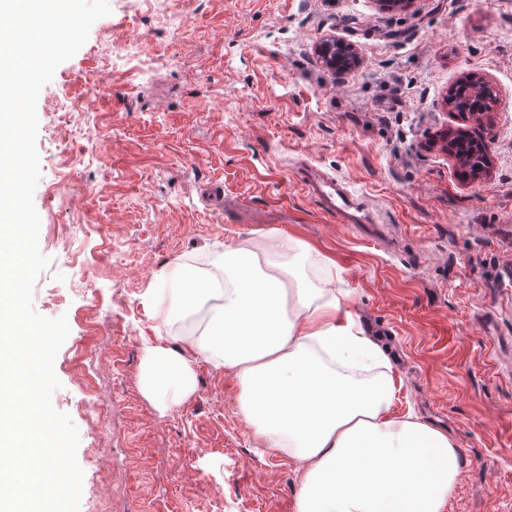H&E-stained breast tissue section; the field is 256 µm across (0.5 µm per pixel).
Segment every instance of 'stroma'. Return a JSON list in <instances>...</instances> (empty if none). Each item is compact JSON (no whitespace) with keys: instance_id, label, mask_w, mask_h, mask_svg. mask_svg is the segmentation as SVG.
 <instances>
[{"instance_id":"stroma-1","label":"stroma","mask_w":512,"mask_h":512,"mask_svg":"<svg viewBox=\"0 0 512 512\" xmlns=\"http://www.w3.org/2000/svg\"><path fill=\"white\" fill-rule=\"evenodd\" d=\"M37 101L39 314L66 316L53 406L79 431L80 512H295L299 467L265 450L231 370L158 412L145 341L175 350L207 310L165 323L149 287L243 238L310 246L305 282L344 289L380 340L393 411L448 433L445 512H512V0H109ZM353 43L345 74L316 52ZM476 72L490 176L462 180L428 143L457 121L449 88ZM310 162L378 217L343 224L304 190ZM97 408L88 419L82 406ZM336 49L346 61L344 68L340 69L339 72L351 71L361 67L363 61L357 48L335 36L326 38L317 48L318 54L322 57L327 67L336 71Z\"/></svg>"}]
</instances>
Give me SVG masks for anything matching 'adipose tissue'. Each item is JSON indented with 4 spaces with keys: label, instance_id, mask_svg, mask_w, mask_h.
Returning a JSON list of instances; mask_svg holds the SVG:
<instances>
[{
    "label": "adipose tissue",
    "instance_id": "1",
    "mask_svg": "<svg viewBox=\"0 0 512 512\" xmlns=\"http://www.w3.org/2000/svg\"><path fill=\"white\" fill-rule=\"evenodd\" d=\"M303 244L273 237L225 247L196 286L220 301L223 335L204 330L187 352L149 343L141 391L159 410L196 389L192 357L233 370L238 409L266 447L304 463L296 512H445L459 475L447 433L391 411L390 377L361 381L350 367L380 363L338 288H312L283 255Z\"/></svg>",
    "mask_w": 512,
    "mask_h": 512
}]
</instances>
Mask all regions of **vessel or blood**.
Masks as SVG:
<instances>
[{
  "label": "vessel or blood",
  "instance_id": "obj_1",
  "mask_svg": "<svg viewBox=\"0 0 512 512\" xmlns=\"http://www.w3.org/2000/svg\"><path fill=\"white\" fill-rule=\"evenodd\" d=\"M308 194L326 210L336 213L346 224H371L374 213L353 194L349 183L341 177L328 175L318 167L306 168L301 177Z\"/></svg>",
  "mask_w": 512,
  "mask_h": 512
}]
</instances>
